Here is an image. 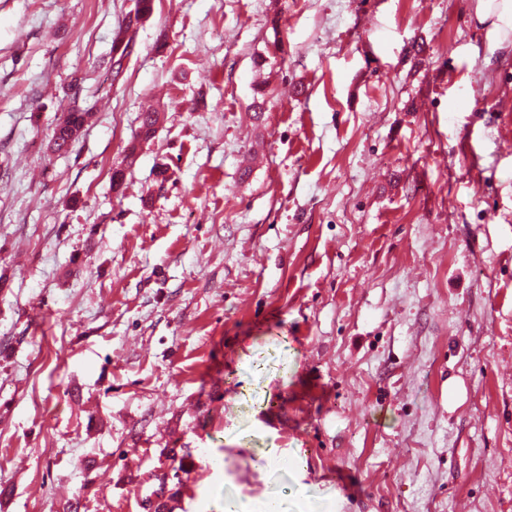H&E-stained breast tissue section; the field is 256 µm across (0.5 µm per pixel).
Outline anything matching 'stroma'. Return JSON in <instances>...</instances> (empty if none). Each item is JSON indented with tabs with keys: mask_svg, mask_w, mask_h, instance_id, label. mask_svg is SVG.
<instances>
[{
	"mask_svg": "<svg viewBox=\"0 0 512 512\" xmlns=\"http://www.w3.org/2000/svg\"><path fill=\"white\" fill-rule=\"evenodd\" d=\"M133 5L0 0V512H512L475 0H153L113 81ZM135 8L130 10L123 23L114 33L112 41V55L109 59L103 60L102 64L118 77L122 72L121 59L131 55L134 49L132 38L128 36L129 30L134 26L147 20L153 10V0H135ZM117 62L116 64L114 62ZM67 111L66 119L61 121V118L53 130L55 153L69 152L92 117L90 109L74 106Z\"/></svg>",
	"mask_w": 512,
	"mask_h": 512,
	"instance_id": "obj_1",
	"label": "stroma"
}]
</instances>
